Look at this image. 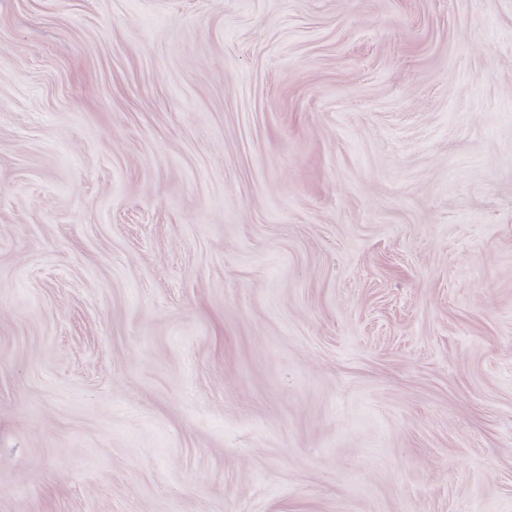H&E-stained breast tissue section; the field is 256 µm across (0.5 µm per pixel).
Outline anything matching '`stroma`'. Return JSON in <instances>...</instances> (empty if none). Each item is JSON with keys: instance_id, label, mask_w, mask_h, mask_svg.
Listing matches in <instances>:
<instances>
[{"instance_id": "35a3bbf8", "label": "stroma", "mask_w": 512, "mask_h": 512, "mask_svg": "<svg viewBox=\"0 0 512 512\" xmlns=\"http://www.w3.org/2000/svg\"><path fill=\"white\" fill-rule=\"evenodd\" d=\"M0 512H512V0H0Z\"/></svg>"}]
</instances>
